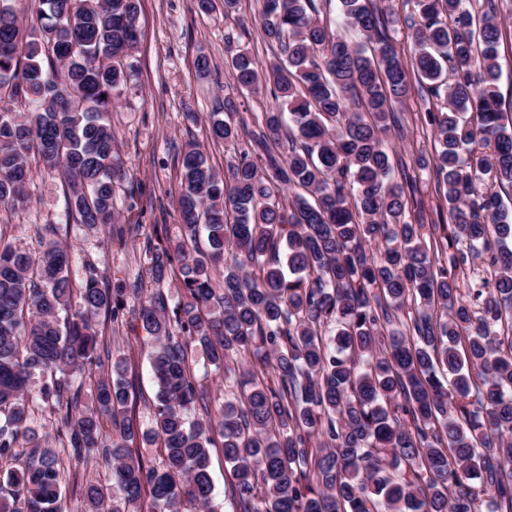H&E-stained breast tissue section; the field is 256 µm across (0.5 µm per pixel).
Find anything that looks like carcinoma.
Returning a JSON list of instances; mask_svg holds the SVG:
<instances>
[{"label":"carcinoma","mask_w":512,"mask_h":512,"mask_svg":"<svg viewBox=\"0 0 512 512\" xmlns=\"http://www.w3.org/2000/svg\"><path fill=\"white\" fill-rule=\"evenodd\" d=\"M14 2L0 0V207H28L35 163L68 187L70 220L121 244L140 226L115 223L111 114L139 0H38L26 27ZM256 2L276 58L261 68L228 40L225 60L288 111L247 131L224 101L208 130L234 160L221 174L201 145L180 152V233L145 245L129 285L105 287L92 264L75 282L57 224L35 226V255L0 227V464L22 462L0 476V512H66V462L90 451L112 492L86 482L84 512H213L217 447L232 512H473L486 491L490 512H512V212L497 191L512 186V126L494 0H412L402 21L338 0L353 39L318 0ZM399 21L407 60L388 34ZM414 88L446 224L414 223L392 177L386 137ZM491 248L493 283L463 294L457 269ZM165 281L172 307L150 288ZM133 321L157 385L146 430L106 336ZM194 350L240 385L215 410ZM43 411L56 444L33 427ZM134 440L160 444L162 465Z\"/></svg>","instance_id":"1"}]
</instances>
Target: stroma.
I'll use <instances>...</instances> for the list:
<instances>
[{
    "label": "stroma",
    "mask_w": 512,
    "mask_h": 512,
    "mask_svg": "<svg viewBox=\"0 0 512 512\" xmlns=\"http://www.w3.org/2000/svg\"><path fill=\"white\" fill-rule=\"evenodd\" d=\"M506 23L498 50V90L502 109L512 113V0H500ZM138 46L125 63L133 76L124 86L112 110V125L118 135V152L126 171L116 194L114 212L123 224L158 225L169 236L179 232L177 191L180 170L176 158L190 142L206 147L210 164L224 171L228 156L223 144L207 142L209 115L224 109L232 98L241 117L255 122L273 107L269 91L249 94L236 88L224 64V36L236 34V50L267 65L276 55L260 28L256 0H240L236 11L225 14L223 0H216L210 14L199 13L194 0H140ZM206 55L211 68L198 73L194 61ZM402 134L393 138V157L413 168L415 181L405 193L409 202L420 203L426 223L437 222L439 188L427 165L437 146L423 119L418 96H410L397 109ZM32 201L26 210L8 215L15 245L36 250L32 228L37 224H67L65 186L33 168L29 186ZM72 251V272L82 276L85 263H94L107 275L108 284L132 280L136 263L146 243L144 235L127 237L124 244L106 245V232H90L67 224ZM137 333L124 328L115 343L128 358L127 378L132 384L129 413L141 428L152 422L149 403L155 392L147 350L136 343Z\"/></svg>",
    "instance_id": "stroma-1"
}]
</instances>
